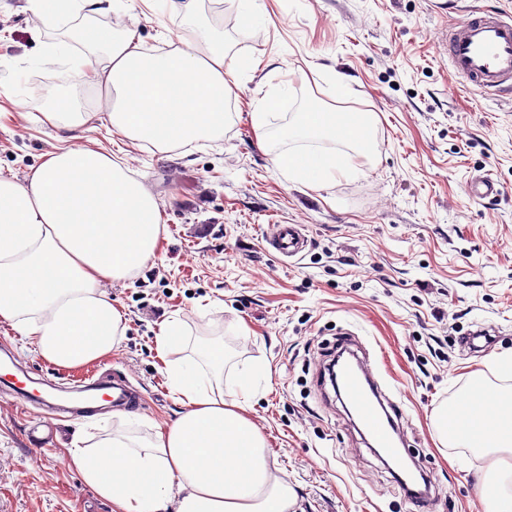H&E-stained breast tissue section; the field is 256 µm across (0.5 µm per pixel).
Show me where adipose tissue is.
<instances>
[{
  "mask_svg": "<svg viewBox=\"0 0 512 512\" xmlns=\"http://www.w3.org/2000/svg\"><path fill=\"white\" fill-rule=\"evenodd\" d=\"M113 0H27L41 28L76 12H108ZM70 68L78 82L105 89L107 110L77 112L70 96L42 114L68 132L73 146L47 153L25 177H0V319L54 365L77 369L117 349L126 320L101 289L154 257L161 208L133 171L112 156L81 145L88 124L102 120L125 139L168 153L224 131L235 94L224 67L220 35L194 46L168 41L148 54L136 29L81 30ZM94 46L100 62L84 52ZM367 114L322 105L298 113L283 129L288 139H342L345 158L301 150L273 154L289 180L318 187L355 174L368 155ZM169 386L185 410L173 422L140 436L115 430L68 459L84 483L115 512H292L297 494L269 462L267 441L247 415L255 371L224 396L223 343L190 347L184 322L164 323L156 337ZM468 431L442 436L487 454L512 452V396L491 394L455 410Z\"/></svg>",
  "mask_w": 512,
  "mask_h": 512,
  "instance_id": "ef3b65f1",
  "label": "adipose tissue"
}]
</instances>
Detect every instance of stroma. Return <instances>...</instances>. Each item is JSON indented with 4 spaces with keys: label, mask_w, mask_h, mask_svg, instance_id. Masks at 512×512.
<instances>
[{
    "label": "stroma",
    "mask_w": 512,
    "mask_h": 512,
    "mask_svg": "<svg viewBox=\"0 0 512 512\" xmlns=\"http://www.w3.org/2000/svg\"><path fill=\"white\" fill-rule=\"evenodd\" d=\"M123 0L93 19L76 16L37 30L26 0H0V173L24 177L63 148L43 111L76 88L64 42L86 22L117 32L137 28L145 49L168 39L197 43L193 17L224 32L237 100L223 136L160 154L112 133L89 130L85 144L128 166L160 201L164 237L156 256L131 276L103 281L127 315L119 349L93 362L98 375L125 376L140 396L130 428L148 434L184 406L162 372L160 324L185 322L192 341L223 342L230 361L224 390L261 365L249 412L266 436L273 467L298 498L294 512H423L402 492L350 405L331 385V353L351 347L404 412L397 437L413 465L432 475L424 512H483L498 483L490 457L446 443L437 419L464 404L475 386L512 392V93H483L455 75L439 44L472 4L512 14V0ZM275 59L241 69L258 55ZM351 91L336 99L337 75ZM40 86H31L33 77ZM271 104L277 120L319 103L373 113L362 173L318 188L288 181L259 149L249 114ZM489 173L503 189L472 198L467 183ZM300 225L307 243L295 257L271 250L262 230ZM248 335H241L239 324ZM488 328L483 350L464 346ZM15 362L32 378L74 385L87 369L43 359L0 322ZM40 410L0 387V512H112L75 469L67 450L120 425L112 409L66 421L51 438L28 429Z\"/></svg>",
    "instance_id": "1"
}]
</instances>
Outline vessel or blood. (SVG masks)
<instances>
[{
	"label": "vessel or blood",
	"instance_id": "vessel-or-blood-1",
	"mask_svg": "<svg viewBox=\"0 0 512 512\" xmlns=\"http://www.w3.org/2000/svg\"><path fill=\"white\" fill-rule=\"evenodd\" d=\"M444 43L452 69L464 74L475 87L486 92L512 88V18L471 6L465 22L446 34ZM469 193L479 199L491 200L501 195L502 188L491 175L480 174L471 179ZM266 241L274 250L289 257L299 254L305 246L304 238L293 224L275 225ZM11 388L34 398L45 412L44 425H35L29 430L30 437L35 440L51 433L58 419L97 413L101 391H108L107 401L115 409L127 408L136 400L134 392L124 382L116 380L106 384L89 377L67 391L48 379L38 381L33 388L19 380L13 382ZM343 391L379 449L388 456H399L383 401L374 398L365 381L353 371L344 375Z\"/></svg>",
	"mask_w": 512,
	"mask_h": 512
}]
</instances>
